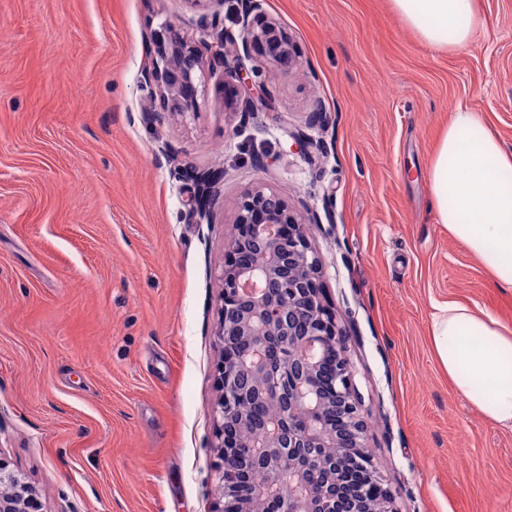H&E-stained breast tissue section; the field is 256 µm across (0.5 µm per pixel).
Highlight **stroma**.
Segmentation results:
<instances>
[{
	"mask_svg": "<svg viewBox=\"0 0 512 512\" xmlns=\"http://www.w3.org/2000/svg\"><path fill=\"white\" fill-rule=\"evenodd\" d=\"M259 3L296 58L244 57L266 95L245 122L222 68L184 115L141 87L161 24L240 33L232 0H0V458L43 512H213L224 247L265 187L322 218L305 231L397 506L512 512V430L458 393L429 336L446 301L512 325V291L438 224L426 179L460 105L512 151V0H477L486 24L452 55L389 0ZM219 167L217 221L191 223L181 172Z\"/></svg>",
	"mask_w": 512,
	"mask_h": 512,
	"instance_id": "obj_1",
	"label": "stroma"
}]
</instances>
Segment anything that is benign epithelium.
Here are the masks:
<instances>
[{
    "instance_id": "benign-epithelium-1",
    "label": "benign epithelium",
    "mask_w": 512,
    "mask_h": 512,
    "mask_svg": "<svg viewBox=\"0 0 512 512\" xmlns=\"http://www.w3.org/2000/svg\"><path fill=\"white\" fill-rule=\"evenodd\" d=\"M258 0H237L243 23V52L259 46L265 56L280 65L291 64L290 41L279 25L266 20L249 25ZM216 44L213 63L232 75L238 86L224 85V107L246 116L259 111V102L248 91L264 88L262 72L247 69L239 53L224 41L229 35L211 23ZM204 68L195 41L172 25L156 33L153 55L143 70L149 94L160 93L168 111L197 109L195 73ZM191 183L189 220L213 223L214 205L221 196L223 175L187 171ZM235 231L224 251L218 336L227 347L230 336H245L256 347L237 357L222 352L215 366L220 396L215 409L218 462L216 477L220 502L214 512H267L274 485L256 489L250 496L240 492L237 449H253V463L288 477L294 489L281 512H311L309 504L322 498L318 512H361L334 494L320 488L313 477L320 470L357 465L370 476V485L380 481L370 457L363 455L364 423L358 410L353 370L346 354L347 332L324 300L320 261L304 231V219L273 191L256 188L244 194L237 207ZM337 355L336 375L331 382V402L322 398L321 362L328 351ZM263 397L280 410L272 425L241 442L224 429V418L237 414L241 401ZM0 512H30L25 486L7 471L0 458ZM368 512H400L388 490L371 497Z\"/></svg>"
}]
</instances>
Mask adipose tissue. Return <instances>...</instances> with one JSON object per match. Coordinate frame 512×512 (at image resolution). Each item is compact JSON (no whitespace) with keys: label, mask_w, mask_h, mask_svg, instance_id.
<instances>
[{"label":"adipose tissue","mask_w":512,"mask_h":512,"mask_svg":"<svg viewBox=\"0 0 512 512\" xmlns=\"http://www.w3.org/2000/svg\"><path fill=\"white\" fill-rule=\"evenodd\" d=\"M419 41L440 53L467 48L486 20L476 0H389ZM427 182L438 220L512 288V151L482 112L456 107L432 155ZM430 339L441 368L486 419L512 429V326L465 302L435 305Z\"/></svg>","instance_id":"1"}]
</instances>
